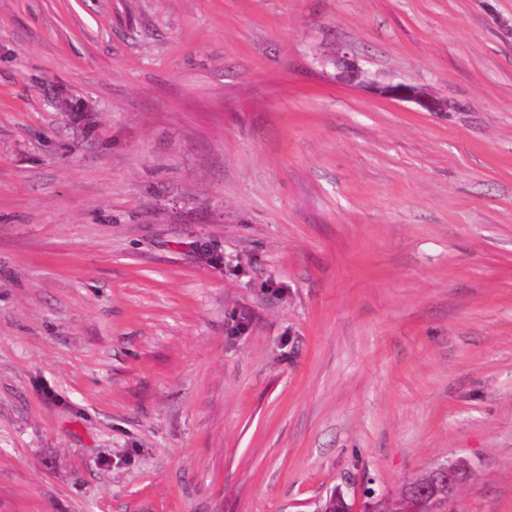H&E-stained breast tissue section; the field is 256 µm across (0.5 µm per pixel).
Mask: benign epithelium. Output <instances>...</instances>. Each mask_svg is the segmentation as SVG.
I'll return each mask as SVG.
<instances>
[{"instance_id":"1","label":"benign epithelium","mask_w":512,"mask_h":512,"mask_svg":"<svg viewBox=\"0 0 512 512\" xmlns=\"http://www.w3.org/2000/svg\"><path fill=\"white\" fill-rule=\"evenodd\" d=\"M334 64L338 79L358 80L383 98L411 102L428 112L448 111V101L432 95L425 88L407 82H381L377 75L346 55L337 57ZM471 475L469 464L460 459L425 471L400 491L402 512H447L448 503Z\"/></svg>"}]
</instances>
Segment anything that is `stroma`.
<instances>
[{
  "instance_id": "obj_1",
  "label": "stroma",
  "mask_w": 512,
  "mask_h": 512,
  "mask_svg": "<svg viewBox=\"0 0 512 512\" xmlns=\"http://www.w3.org/2000/svg\"><path fill=\"white\" fill-rule=\"evenodd\" d=\"M456 458L512 512V0H0V512ZM334 64L339 80H359L383 98L411 102L429 112H444L448 109L447 100L432 95L425 88L407 82H381L377 75L364 70L356 60L346 55L337 57Z\"/></svg>"
}]
</instances>
